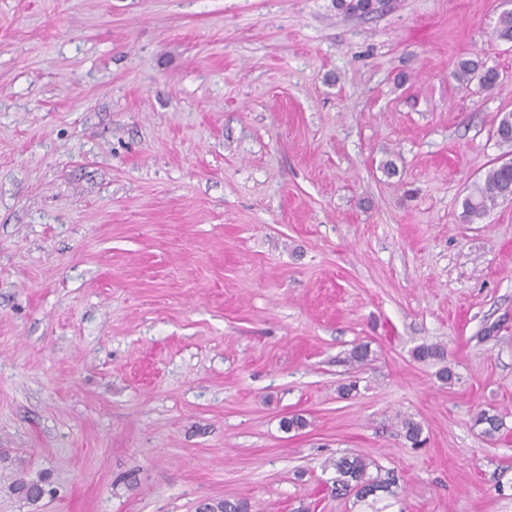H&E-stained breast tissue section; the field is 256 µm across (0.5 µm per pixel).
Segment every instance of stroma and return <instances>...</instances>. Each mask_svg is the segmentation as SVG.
<instances>
[{
  "instance_id": "stroma-1",
  "label": "stroma",
  "mask_w": 512,
  "mask_h": 512,
  "mask_svg": "<svg viewBox=\"0 0 512 512\" xmlns=\"http://www.w3.org/2000/svg\"><path fill=\"white\" fill-rule=\"evenodd\" d=\"M383 3L0 0V512H360L343 452L388 512H512V203L462 218L512 42ZM462 85H468L477 79L478 84L485 90H492L497 86L498 73L493 68H485L484 63L477 60H464L460 62L458 70L453 74ZM373 464L376 465L373 461L354 454H343L336 458L332 463L336 478L333 480L331 493L339 498L353 496L357 503H364L369 509L365 512H385L390 505L378 507V503L382 501L378 493L396 496V492L391 489L395 482L389 478H381L378 473L373 476L369 472Z\"/></svg>"
}]
</instances>
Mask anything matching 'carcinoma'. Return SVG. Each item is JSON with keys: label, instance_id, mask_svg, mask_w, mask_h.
<instances>
[{"label": "carcinoma", "instance_id": "cac0c4a2", "mask_svg": "<svg viewBox=\"0 0 512 512\" xmlns=\"http://www.w3.org/2000/svg\"><path fill=\"white\" fill-rule=\"evenodd\" d=\"M376 4L377 0H336V8L346 14H370L376 11ZM454 77L465 85L476 80L485 90L494 89L498 82L497 71L485 67L479 60L460 62ZM511 192L512 166L507 161L492 166L486 172L483 181L474 185L465 199V222L472 223L482 219L498 202L506 200V196ZM413 355L422 362H443L446 359L445 348L441 345H420L414 350ZM475 422L484 426V434L489 437L495 436L503 426L500 415L490 410L477 413ZM401 426L403 437L411 447L416 448L423 444V428L419 422L412 418H404L401 420ZM372 465L373 462L360 455L343 454L336 458L333 461L336 478L333 480L331 493L339 498L352 496L356 502L364 504L369 512H385L387 506H378L381 502L380 493L396 495L392 490L393 480L372 475L369 472ZM249 509L250 505L245 498L212 499L200 506V512H249Z\"/></svg>", "mask_w": 512, "mask_h": 512}]
</instances>
